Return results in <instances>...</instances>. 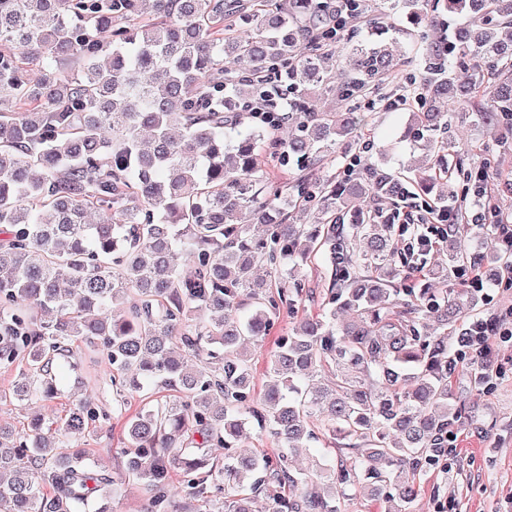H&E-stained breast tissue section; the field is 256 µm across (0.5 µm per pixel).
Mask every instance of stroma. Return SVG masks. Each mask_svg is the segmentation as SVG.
Wrapping results in <instances>:
<instances>
[{
    "instance_id": "stroma-1",
    "label": "stroma",
    "mask_w": 512,
    "mask_h": 512,
    "mask_svg": "<svg viewBox=\"0 0 512 512\" xmlns=\"http://www.w3.org/2000/svg\"><path fill=\"white\" fill-rule=\"evenodd\" d=\"M406 104L391 110L377 107L369 114L375 145L385 147L393 168H400L407 159L409 144L406 127L413 112ZM453 138L466 147L473 164L489 163L486 190L495 196L504 215L512 214V197L499 196L501 176L512 177V148L493 149L491 131L472 122L456 124ZM306 300L295 313H281L272 335L251 346V391L262 397L266 385V365L277 347L279 336L287 334L303 315L316 313L330 285L332 266L327 257L319 255L304 269ZM74 370L63 373V392L43 406L45 415L60 418L83 397L86 390H95L100 404L109 412L106 423L91 430L85 439L94 470L122 476L125 424L129 417L157 400L152 391L116 402L112 391V368L97 352L79 346L72 355ZM494 362L500 377L492 392L476 394L468 388L464 373H457L452 385V401L462 410V419L455 428L456 450L450 473L432 467L425 477L420 504L416 512H512V342L499 344Z\"/></svg>"
}]
</instances>
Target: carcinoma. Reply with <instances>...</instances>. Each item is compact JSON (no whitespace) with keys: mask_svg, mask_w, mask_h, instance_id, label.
Masks as SVG:
<instances>
[{"mask_svg":"<svg viewBox=\"0 0 512 512\" xmlns=\"http://www.w3.org/2000/svg\"><path fill=\"white\" fill-rule=\"evenodd\" d=\"M511 28L512 0H382L378 13L369 0H0V366L20 373L0 400L57 397L84 341L112 365L118 398L172 393L126 425L125 477L144 512H179L176 470L198 512H251L259 495L271 512H345L365 493L381 512H410L419 478L453 453L449 384L468 344L458 319L482 298L419 286L409 269L434 239L448 267L432 275L445 281L505 257L470 252L446 223L392 219L413 200L486 238L501 223L448 133L469 119L512 133ZM403 35L412 58L394 55ZM402 63L427 77L406 131L414 150L392 173L352 141L359 104H377ZM452 67L478 77L457 84ZM315 91L342 110L315 111ZM271 98L286 111L252 118ZM338 156L342 173L319 176ZM291 162L292 181H274ZM245 211L264 235L239 222ZM319 251L333 266L321 312L282 337L255 401L244 347L302 304L301 266ZM258 265L269 281L253 277ZM116 303L127 304L118 319ZM177 346L205 361L188 367ZM468 382L492 390L490 366ZM107 419L91 389L60 422L0 428L6 512H108L124 482L82 448ZM251 424L276 440L272 453L240 445ZM328 434L352 440L351 455L290 469L288 450Z\"/></svg>","mask_w":512,"mask_h":512,"instance_id":"carcinoma-1","label":"carcinoma"}]
</instances>
